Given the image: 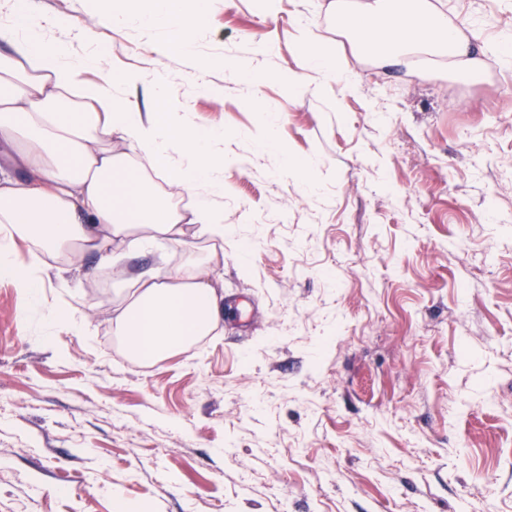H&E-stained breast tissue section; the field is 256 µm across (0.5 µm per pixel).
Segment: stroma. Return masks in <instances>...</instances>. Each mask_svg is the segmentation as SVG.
Masks as SVG:
<instances>
[{"label": "stroma", "instance_id": "obj_1", "mask_svg": "<svg viewBox=\"0 0 512 512\" xmlns=\"http://www.w3.org/2000/svg\"><path fill=\"white\" fill-rule=\"evenodd\" d=\"M429 2L480 32L478 76L375 65L335 0L219 2L189 57L108 23L78 44L222 127L227 233L85 255L38 308L0 277V512H512V0ZM301 16L352 89L289 83ZM191 257L223 320L135 364L120 294ZM58 303L73 325L48 327Z\"/></svg>", "mask_w": 512, "mask_h": 512}]
</instances>
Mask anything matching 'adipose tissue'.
<instances>
[{"label":"adipose tissue","instance_id":"ef3b65f1","mask_svg":"<svg viewBox=\"0 0 512 512\" xmlns=\"http://www.w3.org/2000/svg\"><path fill=\"white\" fill-rule=\"evenodd\" d=\"M98 0H80L71 13L37 15L28 0H13L0 23V160L23 179L0 176V274L37 299L50 261L78 263L87 252L109 258L113 244L139 252L158 240L191 246L205 236L224 238L223 132L198 127L178 105L150 112L125 95L143 80L115 65L107 51L72 52L51 30L85 34L96 24ZM213 0H118L112 25H159L169 32L159 54L193 49L192 34L206 25ZM363 50L380 64H411L422 54L469 61L472 43L458 23L433 6L409 0H366L349 24ZM306 68L321 79L354 85L336 70L308 26H300ZM96 70L102 81H88ZM29 244L32 263L18 261L15 245ZM224 312L196 259L165 274L140 277L116 309L115 330L130 355L157 362L208 335Z\"/></svg>","mask_w":512,"mask_h":512}]
</instances>
